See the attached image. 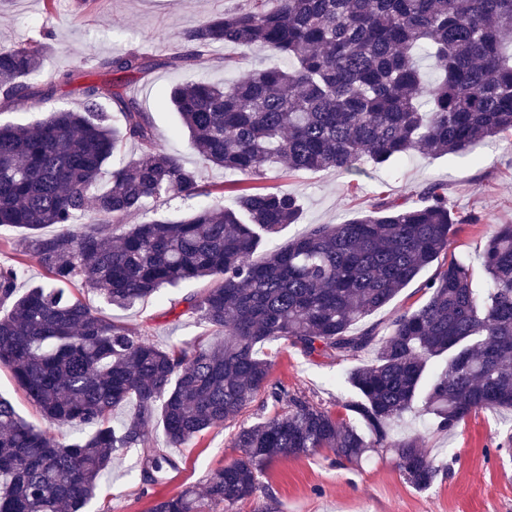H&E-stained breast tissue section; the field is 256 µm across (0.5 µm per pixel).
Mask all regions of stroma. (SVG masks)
Here are the masks:
<instances>
[{"label":"stroma","mask_w":512,"mask_h":512,"mask_svg":"<svg viewBox=\"0 0 512 512\" xmlns=\"http://www.w3.org/2000/svg\"><path fill=\"white\" fill-rule=\"evenodd\" d=\"M250 0H0V46L28 43L40 31L50 35V49L33 84L52 88L49 99H32L29 106H13L0 99V122L27 125L57 108L77 109L85 84L107 80L103 61L129 50L152 55L156 65L144 75L115 81L114 89L136 99L148 113L157 143L178 156L184 166L202 172V183L212 186L208 197L175 198L149 205L132 216L138 224L152 219H180L203 203L233 206L236 175L204 164L192 152L179 115L168 103L167 93L177 83L205 78L224 83L239 77L241 70L277 64V57L263 50L241 54L236 46L217 44L209 64L188 59L183 39L206 16L250 7ZM244 57L242 69L225 68L228 58ZM70 81H62L63 73ZM264 186L296 194L302 216L286 225L275 242L289 241L319 224H339L371 210L380 201L419 202L431 185H443L448 204L460 215L476 216L473 224L460 225L446 254L419 276L384 308L368 317V324L386 330L398 315L421 307L428 298L426 284L446 267L450 258L464 260L473 270V285H484L482 252L496 225L512 224V134H500L477 144L466 156L427 157L408 155L381 167L371 163L348 173L333 169L268 172ZM200 283L181 287L117 309L92 291L76 289V296L119 325L148 335L156 344L185 347L211 342L204 325L185 314L184 297L199 292ZM274 365L271 383L291 392H301L335 416L350 418L345 402L356 393L344 378L351 364L330 357H305L296 348L278 341L264 347ZM0 396L10 399L19 415L37 428L64 432L73 438L85 435L82 427L58 429L45 420L10 371L0 366ZM280 408L258 395L235 421L198 435L188 445L171 450L177 461L164 480L143 484L140 449H130L113 459L101 479L100 491L86 512H149L153 502L179 494L187 488L202 489L208 475L231 463L238 455L231 441L240 426L274 416ZM422 433L423 447L441 472L435 483L420 491L405 483L391 455L383 454L360 465L337 466L333 452L288 457L276 461L261 477L258 491L234 505L232 512H512V456L499 448L512 434V411L482 410L470 414L456 428L442 431L424 418H407L392 435Z\"/></svg>","instance_id":"obj_1"}]
</instances>
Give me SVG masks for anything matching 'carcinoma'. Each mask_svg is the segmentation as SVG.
<instances>
[{"mask_svg": "<svg viewBox=\"0 0 512 512\" xmlns=\"http://www.w3.org/2000/svg\"><path fill=\"white\" fill-rule=\"evenodd\" d=\"M252 2L184 35L199 63L217 43L287 61L223 86L170 88L188 146L204 163L258 181L281 164L352 171L412 153L465 156L512 133V54L504 51L512 47V0ZM45 49L40 40L0 47L6 102L30 99ZM152 65L130 50L102 67L136 75ZM82 95L78 110L51 111L31 126L0 124V227L25 230L24 255L46 272L21 294L20 267L0 266V365L46 419L90 429L85 438L55 437L0 397V512H85L112 458L131 448L143 449L141 480L155 485L176 463L149 446L153 429L182 447L234 421L261 391L287 413L240 428L238 457L207 477L204 496L187 489L149 512H227L277 460L325 448L350 464L390 452L404 480L426 490L440 467L421 434L393 439L396 423L419 415L450 431L476 410H512V224L485 243V288H474L469 265L452 259L426 284V302L387 333H353L448 251L456 225L477 218L453 212L434 184L420 203H380L343 224H319L256 260L264 242L298 223L301 204L286 190L248 187L233 208L205 204L180 220L126 228L151 202L199 194V173L157 146L135 99L108 83H89ZM107 101L118 104L121 125L111 123ZM128 142L139 153L111 164ZM80 217L87 221L73 228ZM47 226L58 232L38 234ZM191 280L206 286L184 298L186 312L224 342L162 348L71 291L90 288L124 309ZM281 340L340 361L373 353L346 377L360 395L348 410L366 430L269 384L273 360L258 346ZM128 402L129 418L112 426V410Z\"/></svg>", "mask_w": 512, "mask_h": 512, "instance_id": "1", "label": "carcinoma"}]
</instances>
